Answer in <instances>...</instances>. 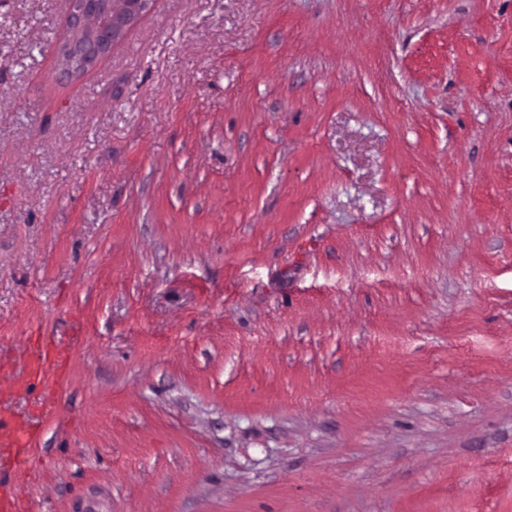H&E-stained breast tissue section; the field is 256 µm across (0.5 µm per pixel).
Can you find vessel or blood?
<instances>
[{
  "label": "vessel or blood",
  "instance_id": "vessel-or-blood-1",
  "mask_svg": "<svg viewBox=\"0 0 512 512\" xmlns=\"http://www.w3.org/2000/svg\"><path fill=\"white\" fill-rule=\"evenodd\" d=\"M63 344H55L52 351L35 346L29 349L23 370L16 374L14 392L28 391L31 379H39L42 395L33 414L17 417L9 409L13 394H0V447L14 449L9 473L0 472V512H19L22 504L23 481L31 464L29 457L21 455V447L30 445L34 438V416H41L51 409L60 386V364L64 359Z\"/></svg>",
  "mask_w": 512,
  "mask_h": 512
}]
</instances>
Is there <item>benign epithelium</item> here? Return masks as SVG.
Masks as SVG:
<instances>
[{"label": "benign epithelium", "instance_id": "7a95c632", "mask_svg": "<svg viewBox=\"0 0 512 512\" xmlns=\"http://www.w3.org/2000/svg\"><path fill=\"white\" fill-rule=\"evenodd\" d=\"M154 0H69L68 24L57 48L62 71L93 67L139 22Z\"/></svg>", "mask_w": 512, "mask_h": 512}]
</instances>
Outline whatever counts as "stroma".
<instances>
[{
  "label": "stroma",
  "instance_id": "stroma-1",
  "mask_svg": "<svg viewBox=\"0 0 512 512\" xmlns=\"http://www.w3.org/2000/svg\"><path fill=\"white\" fill-rule=\"evenodd\" d=\"M0 0L21 512H512V0H154L76 79ZM49 345L53 349L51 358L42 346L29 349L24 369L14 379L15 393L27 392L30 380L37 378L42 384V395L34 407V411L22 418L17 417L9 409L13 394H0V447L20 448L31 444L34 438L33 418L48 413L54 396L60 386L62 372L60 362L65 359L66 345L52 339Z\"/></svg>",
  "mask_w": 512,
  "mask_h": 512
}]
</instances>
